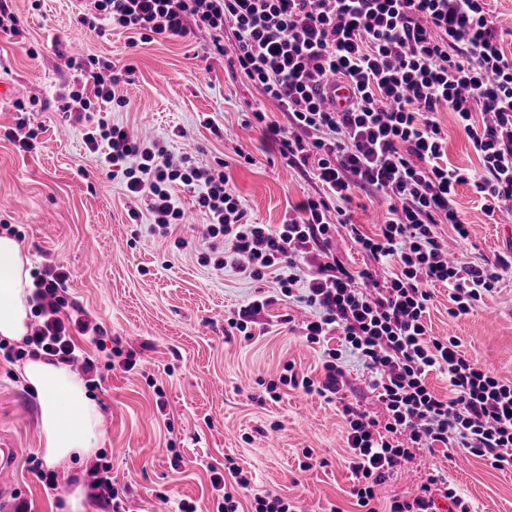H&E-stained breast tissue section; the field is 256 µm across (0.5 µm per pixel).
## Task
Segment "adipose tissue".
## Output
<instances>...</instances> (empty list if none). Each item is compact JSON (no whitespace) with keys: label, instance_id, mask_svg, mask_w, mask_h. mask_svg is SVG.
Instances as JSON below:
<instances>
[{"label":"adipose tissue","instance_id":"1","mask_svg":"<svg viewBox=\"0 0 512 512\" xmlns=\"http://www.w3.org/2000/svg\"><path fill=\"white\" fill-rule=\"evenodd\" d=\"M34 290L30 259L24 246L0 236V337L20 340L27 323ZM22 376L39 403L41 454L48 468L73 457H90L97 451V407L84 383L68 366L43 356L27 359Z\"/></svg>","mask_w":512,"mask_h":512}]
</instances>
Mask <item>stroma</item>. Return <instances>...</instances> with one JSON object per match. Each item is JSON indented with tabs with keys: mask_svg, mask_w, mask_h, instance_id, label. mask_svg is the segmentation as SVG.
<instances>
[{
	"mask_svg": "<svg viewBox=\"0 0 512 512\" xmlns=\"http://www.w3.org/2000/svg\"><path fill=\"white\" fill-rule=\"evenodd\" d=\"M15 31H0V82L11 83L13 99L39 98L30 113L41 132L32 150L6 137L15 126L13 99L0 101V234H12L27 250L33 271L56 263L70 273L68 302L99 329L77 344L98 361L84 376L99 414L94 456L54 469L55 488L40 479L39 404L22 380L19 360L0 357V448H17L13 485L0 491V507L26 500L31 512H58V486L89 484L97 465L110 463L112 483L123 492L127 512H217L210 467L233 457L258 490H274L299 512H361L351 495L345 429L338 403L315 394L282 389L265 396L286 362L320 375L319 347L298 331L310 308L277 301L262 312V332L244 340L230 331L258 288L235 269H215L198 248L204 219L192 192L176 187L187 217L171 235L150 224L129 223L121 178L102 171L85 144L84 125L67 121L55 92L77 79L68 58L95 56L115 67L132 66L121 87L126 107L105 112L111 124L141 137L164 139L173 158L192 156L198 165L227 164L231 188L251 221L282 223L315 193L307 175L288 168L251 107L270 119L283 115L261 101L249 85L234 80L228 57L207 54L211 36L134 42L126 29L91 30L77 24L73 0H10ZM216 122L223 137L211 133ZM437 121L447 136L450 164L479 168L466 133L453 113ZM252 163H244V155ZM456 206L471 237L455 256L480 262L512 252V214L490 220L468 186L457 190ZM448 291L434 288L426 317L430 335L453 336L481 364L512 381V279L504 280L473 312L450 316ZM133 352L134 370L121 356ZM345 403L384 419V406L367 387L356 359H348ZM312 467H304L305 451ZM443 474L471 512H512V471L492 468L461 449L416 451L381 489V504L404 497L428 475Z\"/></svg>",
	"mask_w": 512,
	"mask_h": 512,
	"instance_id": "obj_1",
	"label": "stroma"
}]
</instances>
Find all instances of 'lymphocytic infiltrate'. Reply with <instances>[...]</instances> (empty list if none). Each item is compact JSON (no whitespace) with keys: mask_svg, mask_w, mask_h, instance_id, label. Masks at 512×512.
<instances>
[{"mask_svg":"<svg viewBox=\"0 0 512 512\" xmlns=\"http://www.w3.org/2000/svg\"><path fill=\"white\" fill-rule=\"evenodd\" d=\"M76 10L81 26L115 25L145 42L210 32L213 52L231 51L241 79L283 112L281 123L258 110L253 116L278 142L284 164L310 174L319 191L298 216L272 226L249 221L223 170L198 166L188 155L172 160L165 141L101 119L109 106L126 104L118 93L123 74L111 63H77L92 96L66 84L59 92L64 112L89 124L85 143L102 168H120L132 223L146 220L153 232L171 234L184 215L174 188L183 186L197 197L215 269L232 266L277 283L275 295L257 296L229 327L252 339L255 316L278 296L311 309L302 335L320 348L323 374L315 378L286 362L265 388L270 398L284 386L339 400L348 385L346 359L358 360L387 416L378 421L342 408L357 505L378 512V487L421 448H460L512 471V382L456 338L429 335L425 323L433 287L447 288L449 313L459 317L512 270L505 256L492 264L451 261L438 233L446 224L456 242L469 237L456 208L461 185L481 200L486 216L512 212V53L502 48L487 0H76ZM332 75L354 91L341 111L326 99ZM444 109L463 127L479 169L449 163L436 119ZM361 191L374 192L386 208L372 235L350 220ZM339 227L368 257L364 269L347 268L331 251ZM68 281L60 266L36 273L33 299L43 323L24 343L66 364L83 361L90 372L95 363L74 340L88 335L89 325L64 313ZM434 372L447 375L448 396L429 387ZM210 481L219 512H240L244 495L253 512H296L274 491L253 492L234 461L212 471ZM443 500L469 512L440 474L409 498H392L389 512H438Z\"/></svg>","mask_w":512,"mask_h":512,"instance_id":"1","label":"lymphocytic infiltrate"}]
</instances>
